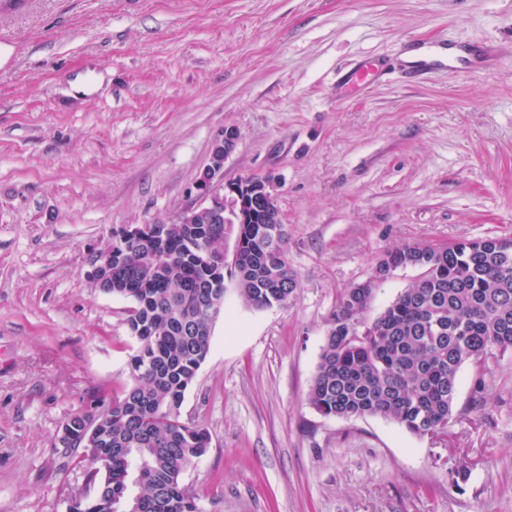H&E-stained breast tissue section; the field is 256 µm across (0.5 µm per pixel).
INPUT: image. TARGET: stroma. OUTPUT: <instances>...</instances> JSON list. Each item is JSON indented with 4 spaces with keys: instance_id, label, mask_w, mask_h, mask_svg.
I'll return each mask as SVG.
<instances>
[{
    "instance_id": "obj_1",
    "label": "stroma",
    "mask_w": 512,
    "mask_h": 512,
    "mask_svg": "<svg viewBox=\"0 0 512 512\" xmlns=\"http://www.w3.org/2000/svg\"><path fill=\"white\" fill-rule=\"evenodd\" d=\"M428 48L449 63L416 79ZM388 65L364 92L353 68ZM224 180L270 176L297 287L225 280L181 407L201 512H512V351L459 371L437 438L306 401L329 320L381 255L512 237V0H0V512H67L64 420L131 382L128 300L89 275L172 224L224 127Z\"/></svg>"
}]
</instances>
